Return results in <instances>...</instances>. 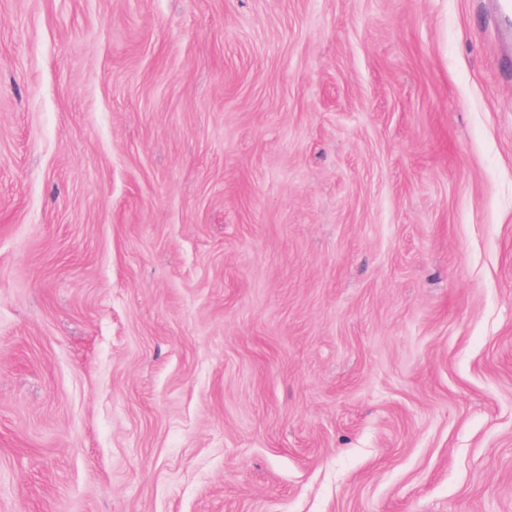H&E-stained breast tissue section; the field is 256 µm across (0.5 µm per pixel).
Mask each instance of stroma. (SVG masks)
Here are the masks:
<instances>
[{"instance_id": "obj_1", "label": "stroma", "mask_w": 512, "mask_h": 512, "mask_svg": "<svg viewBox=\"0 0 512 512\" xmlns=\"http://www.w3.org/2000/svg\"><path fill=\"white\" fill-rule=\"evenodd\" d=\"M0 512H512V28L0 0Z\"/></svg>"}]
</instances>
